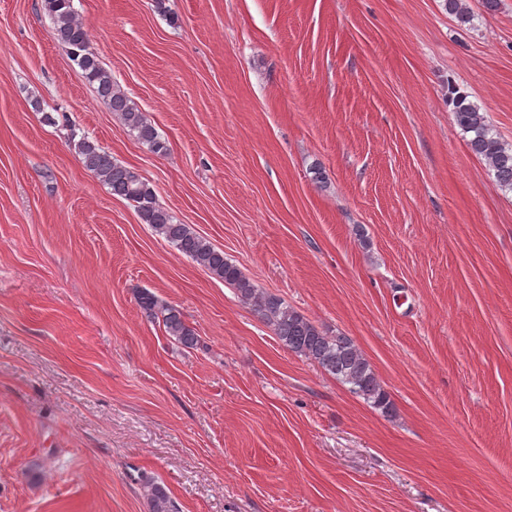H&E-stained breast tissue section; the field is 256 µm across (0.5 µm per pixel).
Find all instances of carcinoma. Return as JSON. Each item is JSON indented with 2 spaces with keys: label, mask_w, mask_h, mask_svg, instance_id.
<instances>
[{
  "label": "carcinoma",
  "mask_w": 512,
  "mask_h": 512,
  "mask_svg": "<svg viewBox=\"0 0 512 512\" xmlns=\"http://www.w3.org/2000/svg\"><path fill=\"white\" fill-rule=\"evenodd\" d=\"M44 2L53 20L54 39L94 87L98 101L117 113L128 132L153 153L167 154L168 146L147 114L129 98L99 57L90 51L89 26L76 13L73 0ZM445 7L461 26L472 20L467 0H445ZM448 105L456 125L471 134L469 146L472 153L485 163L500 187L512 191V144L492 133L485 113L458 88H449ZM71 138L75 139L74 147L89 172L108 186L113 195L128 201L141 221L156 235L232 288L239 301L271 327L289 351L316 362L350 393L382 414L389 416L394 412V404L375 370L352 338L342 333L328 334L288 306L280 296L259 287L224 256L223 250L212 245L190 225L176 222L172 212L157 199L149 180L135 169L117 163L110 153L86 136L78 138L73 132ZM137 303L149 318L162 322L165 332L175 342L190 349L198 345L194 329L174 305L148 291L137 296ZM140 488L149 512H175L171 496L155 479L142 476Z\"/></svg>",
  "instance_id": "cac0c4a2"
}]
</instances>
